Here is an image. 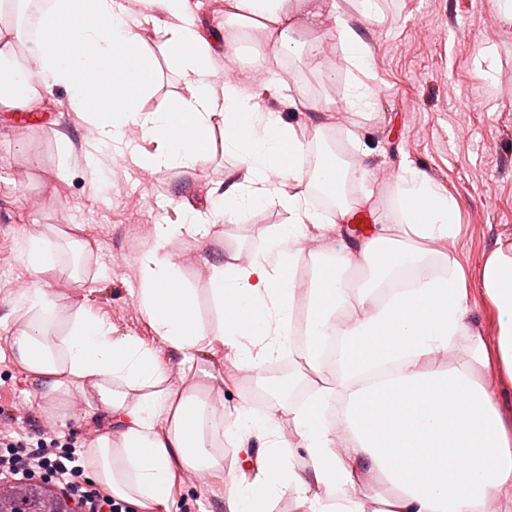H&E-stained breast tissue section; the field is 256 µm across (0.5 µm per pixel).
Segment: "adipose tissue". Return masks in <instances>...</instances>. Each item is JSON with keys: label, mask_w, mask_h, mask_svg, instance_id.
<instances>
[{"label": "adipose tissue", "mask_w": 512, "mask_h": 512, "mask_svg": "<svg viewBox=\"0 0 512 512\" xmlns=\"http://www.w3.org/2000/svg\"><path fill=\"white\" fill-rule=\"evenodd\" d=\"M146 20L131 16L122 0H49L30 35L21 19L24 0H0V112L27 113L53 89L67 93V108L92 125L86 154L90 182L103 156L123 144L133 124L144 142L130 151L140 167H189L207 156L205 134L223 125L224 148L245 167L248 182L229 185L224 204L178 224L154 227L153 243L138 259V308L151 339L119 336L112 323L64 302L46 286L58 254L41 231L25 235L20 256L35 281L13 308L19 323L11 338L14 361L60 425L78 396L110 418L83 453L84 467L113 498L139 512H172L180 472L223 475L227 512H273L278 496L293 492L303 512H365L354 488L362 477L383 478L400 496L391 512H485L489 498L512 507V424L498 390L478 376L497 359L512 377V255L496 250L481 286L499 313L494 350L469 339L466 288L461 278L427 274L425 243L456 231L457 207L415 168L398 178L400 221L375 235L314 260L308 281L296 278L304 241L324 240L346 223L351 206L335 204L332 219L314 210L320 190L344 191L365 180L323 160L314 170L300 162L305 145L256 93L235 84L213 87L220 47L235 48L240 21L282 46L296 9L310 26L332 22L352 78L350 109L369 105L371 72L366 53L334 0H224L225 44L202 30L191 0H145ZM152 21L174 64L182 95L160 112L144 111L158 79V61L146 48L144 21ZM275 203L289 221L268 234L259 254H237L212 265L210 295L216 326L202 320L197 291L168 252L184 234L205 236L211 218H243ZM365 267L375 276L350 288L345 273ZM417 279L390 301L381 284L396 273ZM307 294L302 358L318 366L324 349L341 341L336 376L308 381L300 405L274 397L265 412L244 404L213 403L223 376L191 367L195 352L220 347L238 370L260 372L291 347V324L300 294ZM166 347L182 356L179 377L158 355ZM461 353L454 368L440 356ZM339 408L345 447H337L326 414ZM292 421L285 437L282 416ZM244 451L247 466L225 463L224 444ZM306 462L297 468L296 459Z\"/></svg>", "instance_id": "ef3b65f1"}]
</instances>
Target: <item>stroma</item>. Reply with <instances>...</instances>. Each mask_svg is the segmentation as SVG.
Segmentation results:
<instances>
[{
    "mask_svg": "<svg viewBox=\"0 0 512 512\" xmlns=\"http://www.w3.org/2000/svg\"><path fill=\"white\" fill-rule=\"evenodd\" d=\"M496 0H381V20L361 19L350 0H337L370 64L372 100L360 112L345 111L350 75L337 37L323 36L305 18L294 21L290 41L272 51L264 32L246 27L236 54L220 58L216 84L243 83L261 94V105L279 113L308 148L303 163L313 168L318 152L366 168L371 177L349 185L357 203L369 191L386 190L370 223L345 224L331 242L341 248L370 236L380 215L397 217V180L404 167L458 205L455 235L436 243L433 260L443 275L465 282L472 336L494 347L498 313L480 286L488 257L512 244V20L500 17ZM146 43L160 65L159 85L147 102L163 110L182 90L152 25ZM326 40L340 61L327 74L306 51L311 40ZM277 55L271 67L260 55ZM95 137L92 127L68 112L64 90H54L37 114L0 112V428L38 438L52 428L58 440L83 449L107 427L102 414L75 402L67 426H55L37 404L26 371L13 359L10 337L17 325L14 302L32 285L19 243L33 226L49 230L62 247L50 280L56 294L112 322L118 334L151 338L136 303L140 286L137 257L150 243L154 225L171 224L185 208L208 212L226 185L242 183L246 172L224 148V129L208 134V158L191 167L147 170L114 159L107 172L113 191L93 189L84 154ZM66 147L68 173L59 176V147ZM494 205H486L485 191ZM281 207L251 209L245 221L211 224L204 240L180 238L170 251L183 278L196 288L207 324L216 314L209 295L210 262L235 253H257L271 230L287 223ZM90 243V253L71 241ZM172 512H224V485L206 476L184 474Z\"/></svg>",
    "mask_w": 512,
    "mask_h": 512,
    "instance_id": "35a3bbf8",
    "label": "stroma"
}]
</instances>
